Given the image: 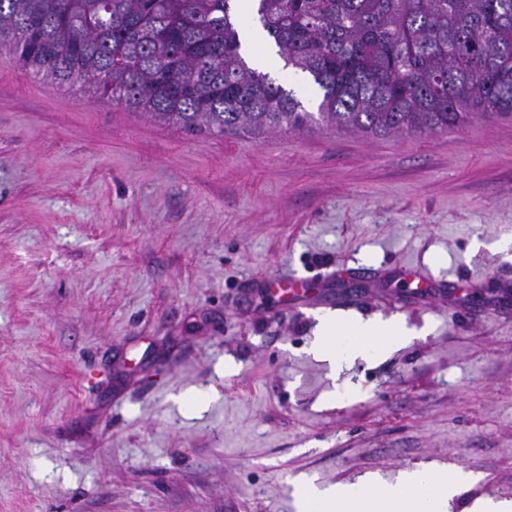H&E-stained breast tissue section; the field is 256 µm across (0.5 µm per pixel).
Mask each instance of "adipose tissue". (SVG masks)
<instances>
[{
  "label": "adipose tissue",
  "instance_id": "obj_1",
  "mask_svg": "<svg viewBox=\"0 0 512 512\" xmlns=\"http://www.w3.org/2000/svg\"><path fill=\"white\" fill-rule=\"evenodd\" d=\"M317 354L336 367L401 343L407 331L396 321L342 319L324 314L317 325ZM457 468L423 466L394 482L367 476L356 483L323 489L299 484L297 512H448V503L465 481Z\"/></svg>",
  "mask_w": 512,
  "mask_h": 512
}]
</instances>
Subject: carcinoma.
Returning a JSON list of instances; mask_svg holds the SVG:
<instances>
[{
	"mask_svg": "<svg viewBox=\"0 0 512 512\" xmlns=\"http://www.w3.org/2000/svg\"><path fill=\"white\" fill-rule=\"evenodd\" d=\"M233 0H0V50L187 134H437L512 120V0H259L285 64L322 95L248 65Z\"/></svg>",
	"mask_w": 512,
	"mask_h": 512,
	"instance_id": "cac0c4a2",
	"label": "carcinoma"
}]
</instances>
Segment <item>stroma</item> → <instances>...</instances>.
<instances>
[{
	"label": "stroma",
	"mask_w": 512,
	"mask_h": 512,
	"mask_svg": "<svg viewBox=\"0 0 512 512\" xmlns=\"http://www.w3.org/2000/svg\"><path fill=\"white\" fill-rule=\"evenodd\" d=\"M507 239L510 121L189 135L0 52V512H296L421 464L469 473L448 512L512 501ZM329 310L409 336L335 372ZM267 284L275 288L282 295L299 296L308 292V284L304 279L297 278L293 274H282L270 277Z\"/></svg>",
	"instance_id": "1"
}]
</instances>
